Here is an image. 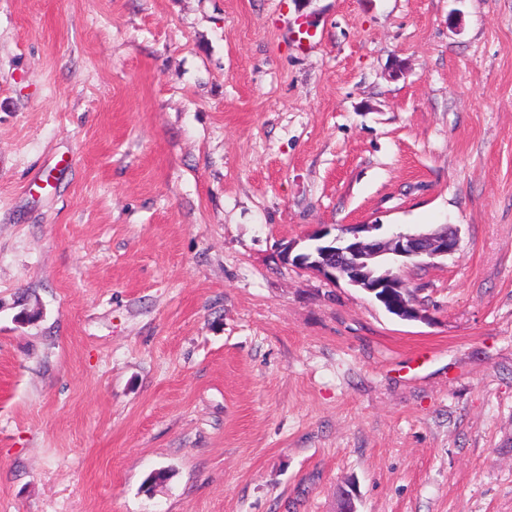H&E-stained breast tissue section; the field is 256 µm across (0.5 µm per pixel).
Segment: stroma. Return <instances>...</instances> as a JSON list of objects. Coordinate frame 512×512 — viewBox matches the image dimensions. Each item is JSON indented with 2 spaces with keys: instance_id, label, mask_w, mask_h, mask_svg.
Here are the masks:
<instances>
[{
  "instance_id": "35a3bbf8",
  "label": "stroma",
  "mask_w": 512,
  "mask_h": 512,
  "mask_svg": "<svg viewBox=\"0 0 512 512\" xmlns=\"http://www.w3.org/2000/svg\"><path fill=\"white\" fill-rule=\"evenodd\" d=\"M320 224L460 246L406 321ZM348 487L512 512V0H0V512Z\"/></svg>"
}]
</instances>
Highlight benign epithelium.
Here are the masks:
<instances>
[{
    "mask_svg": "<svg viewBox=\"0 0 512 512\" xmlns=\"http://www.w3.org/2000/svg\"><path fill=\"white\" fill-rule=\"evenodd\" d=\"M374 228V224H345L332 241L326 242L331 227L320 224L310 235L316 244L296 255L288 245L283 248L282 259L333 282L347 281L374 295L387 311L403 320L422 319L423 313L407 284L389 264L399 261L406 265L454 254L460 243L457 229L444 225L426 233L398 232L387 239L365 236Z\"/></svg>",
    "mask_w": 512,
    "mask_h": 512,
    "instance_id": "1",
    "label": "benign epithelium"
}]
</instances>
